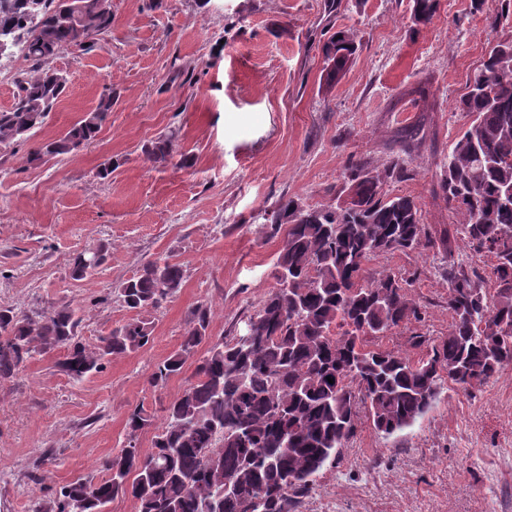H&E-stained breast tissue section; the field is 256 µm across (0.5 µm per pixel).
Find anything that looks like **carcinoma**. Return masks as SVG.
Returning <instances> with one entry per match:
<instances>
[{
  "label": "carcinoma",
  "mask_w": 512,
  "mask_h": 512,
  "mask_svg": "<svg viewBox=\"0 0 512 512\" xmlns=\"http://www.w3.org/2000/svg\"><path fill=\"white\" fill-rule=\"evenodd\" d=\"M438 0H414L412 20L429 24ZM112 28L110 0H0V52L18 51L29 69L15 82V101L0 110V150L33 137L66 89L53 66L60 51L84 50ZM357 51L339 31L322 46L329 76ZM512 38L493 39L459 108L472 117L443 165L448 204L462 216L457 232L476 253L487 245L495 259L494 288L481 276L448 262V335L438 343L415 334L414 360L376 340L421 320L405 283L390 272L371 274L366 263L423 245L421 213L407 196L381 192L380 176H351L354 207L305 206L293 198L275 204L270 235L284 233L273 269L276 287L258 304L245 333L210 345L193 380L166 409L153 451L132 443L104 463L97 482L79 478L49 488L31 512H106L118 496L139 512H293L316 477L355 435L360 413L375 430L393 434L421 417L448 382L466 392L512 366ZM112 94L62 137L45 143L35 159L79 150L95 139ZM155 162L170 157L168 139L147 150ZM104 262L100 249L79 254L76 280ZM183 266L169 257L149 262L119 288L131 310L147 311L181 288ZM82 318L68 306H48L30 316L0 307V380L14 377L35 354L62 348L56 367L78 382L104 368L112 356L146 346L152 326L133 319L90 347L78 336ZM209 311L192 312L178 350L151 374L164 385L208 339ZM334 378L329 383L327 377ZM150 425L143 409L127 416L130 438Z\"/></svg>",
  "instance_id": "1"
}]
</instances>
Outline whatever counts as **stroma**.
<instances>
[{
  "instance_id": "obj_1",
  "label": "stroma",
  "mask_w": 512,
  "mask_h": 512,
  "mask_svg": "<svg viewBox=\"0 0 512 512\" xmlns=\"http://www.w3.org/2000/svg\"><path fill=\"white\" fill-rule=\"evenodd\" d=\"M413 0H111L112 29L87 51H62L54 65L65 94L32 138L0 154V305L32 314L48 304L79 309L83 343L135 313L119 286L147 261L182 264L184 281L144 312L151 341L75 382L57 371V349L28 359L0 381V512H30L35 496L79 478L102 479V464L126 444L127 416L151 423L134 440L152 450L164 410L191 381L195 359L165 385L156 366L173 354L198 306L212 340L242 334L276 281L282 239L267 214L281 197L309 206L350 198L354 165L383 172L389 196H408L428 247L375 257L369 272L407 280L421 321L392 332L446 336V260L477 270L493 287L494 258L463 250L458 215L440 187L443 164L472 118L457 107L491 37L488 19L505 0H439L428 25L413 24ZM349 33L357 52L327 80L320 46ZM112 92V110L93 143L35 160ZM171 139L172 158L149 161L146 146ZM111 176L99 178L108 159ZM106 260L90 278L72 277L89 248ZM298 512H512V366L482 388L444 384L416 423L387 436L363 421Z\"/></svg>"
}]
</instances>
